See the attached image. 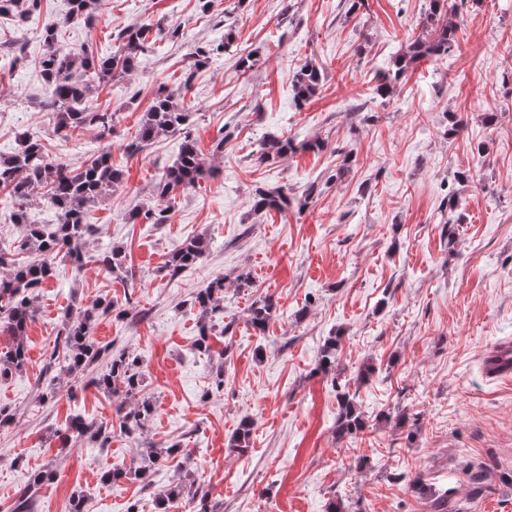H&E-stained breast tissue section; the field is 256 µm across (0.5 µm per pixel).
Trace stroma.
<instances>
[{"label": "stroma", "instance_id": "1", "mask_svg": "<svg viewBox=\"0 0 512 512\" xmlns=\"http://www.w3.org/2000/svg\"><path fill=\"white\" fill-rule=\"evenodd\" d=\"M429 0H98L93 26L67 20V0H41L17 25L0 15V154L19 136L78 165L103 142L88 128L69 140L54 131L51 90L39 62L46 22L61 46L112 51V35L157 24L166 35L135 73L107 81L88 103L114 113L112 162L121 183L89 208V261L57 257L34 294L26 362L0 379V512L33 472L31 512H157L158 494L194 476L212 512H512V380L491 378L487 353L512 342V0H466L449 12L459 49L410 68L391 94L381 74L410 42L426 38ZM232 45L196 65L195 52ZM252 57V69L239 61ZM322 71L316 94L297 105L294 76L306 61ZM191 83H184L185 73ZM181 90L207 171L178 189L163 224L130 221L156 208L155 183L176 158L180 136L125 151L158 86ZM495 113L486 123L487 113ZM463 128L448 136V117ZM294 148L264 159L271 138ZM223 151H216V142ZM470 171L461 183L456 173ZM314 194H307V187ZM283 191L287 209L254 211L256 189ZM458 206L448 212V195ZM456 217L447 233L448 217ZM204 253L176 275L165 262L185 240ZM121 248L127 277L101 272L96 256ZM224 279V314L197 347L196 293ZM272 298L265 332L248 322L251 304ZM112 304L91 339L108 355L69 371L45 365L70 306ZM339 339L336 368L319 369L328 337ZM137 358L154 413L142 432H113L105 444L54 437L74 417L115 415L121 395L97 388L110 356ZM369 380H360L365 366ZM223 388H215L216 378ZM347 390L367 421L337 438V394ZM404 414L412 428L398 427ZM252 419L251 448L228 441ZM182 452L151 468L149 487L102 472L143 465L152 448Z\"/></svg>", "mask_w": 512, "mask_h": 512}]
</instances>
